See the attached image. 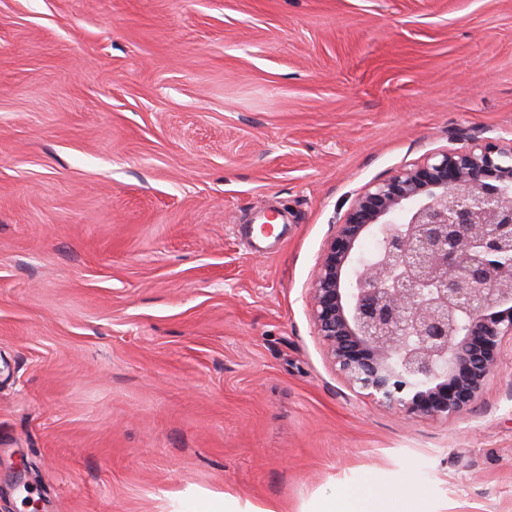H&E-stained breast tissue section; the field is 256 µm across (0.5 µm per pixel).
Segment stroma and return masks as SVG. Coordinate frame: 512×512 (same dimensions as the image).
I'll return each instance as SVG.
<instances>
[{
	"instance_id": "35a3bbf8",
	"label": "stroma",
	"mask_w": 512,
	"mask_h": 512,
	"mask_svg": "<svg viewBox=\"0 0 512 512\" xmlns=\"http://www.w3.org/2000/svg\"><path fill=\"white\" fill-rule=\"evenodd\" d=\"M467 136L512 139V0H0V512H512L511 344L407 421L309 318L335 215ZM205 512H271L270 508H262L246 503L244 507L226 494L210 498L206 501ZM310 512H390L386 510L383 499L364 500L360 502L351 495H333L317 500Z\"/></svg>"
}]
</instances>
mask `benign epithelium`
Returning <instances> with one entry per match:
<instances>
[{"label": "benign epithelium", "mask_w": 512, "mask_h": 512, "mask_svg": "<svg viewBox=\"0 0 512 512\" xmlns=\"http://www.w3.org/2000/svg\"><path fill=\"white\" fill-rule=\"evenodd\" d=\"M309 303L350 388L409 420L468 412L512 341V139L470 137L355 193Z\"/></svg>", "instance_id": "1"}]
</instances>
